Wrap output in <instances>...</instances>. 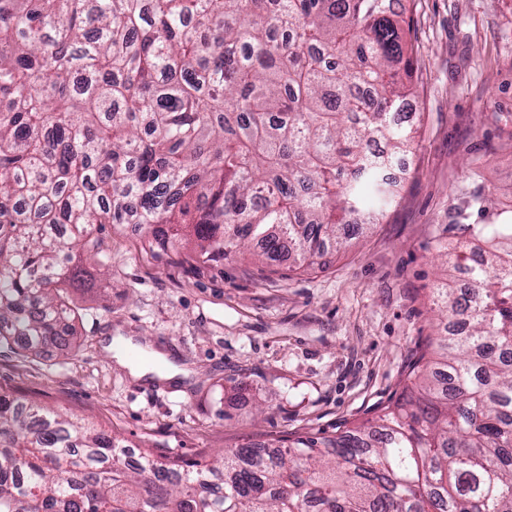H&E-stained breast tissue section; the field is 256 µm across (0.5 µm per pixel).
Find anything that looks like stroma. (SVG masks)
<instances>
[{
	"label": "stroma",
	"mask_w": 512,
	"mask_h": 512,
	"mask_svg": "<svg viewBox=\"0 0 512 512\" xmlns=\"http://www.w3.org/2000/svg\"><path fill=\"white\" fill-rule=\"evenodd\" d=\"M421 65L418 146L380 224L330 252L261 268L252 252L199 266L154 256L126 225L99 233L105 274L69 289L78 337L62 352L0 349V390L93 422L136 449L214 465L218 450L330 436L402 391L434 335V289L455 285L438 241L469 164L512 191V0H396ZM164 352L181 381L134 379L111 337Z\"/></svg>",
	"instance_id": "obj_1"
}]
</instances>
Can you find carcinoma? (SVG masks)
Here are the masks:
<instances>
[{
	"instance_id": "obj_1",
	"label": "carcinoma",
	"mask_w": 512,
	"mask_h": 512,
	"mask_svg": "<svg viewBox=\"0 0 512 512\" xmlns=\"http://www.w3.org/2000/svg\"><path fill=\"white\" fill-rule=\"evenodd\" d=\"M385 0H0V347L70 345L63 291L104 224L210 265L380 222L419 72ZM433 358L334 437L124 462L91 423L0 392V512H512V209L469 192Z\"/></svg>"
}]
</instances>
